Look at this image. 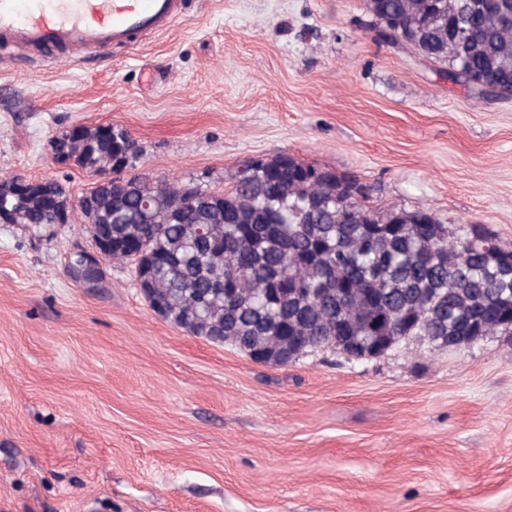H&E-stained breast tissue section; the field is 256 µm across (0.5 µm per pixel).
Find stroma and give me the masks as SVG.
<instances>
[{
  "instance_id": "35a3bbf8",
  "label": "stroma",
  "mask_w": 512,
  "mask_h": 512,
  "mask_svg": "<svg viewBox=\"0 0 512 512\" xmlns=\"http://www.w3.org/2000/svg\"><path fill=\"white\" fill-rule=\"evenodd\" d=\"M363 0H183L136 44L65 63L0 45V179L96 177L75 126L126 129L153 180L229 186L250 157L357 177L512 246V99L373 39ZM80 218L0 223V512H512V334L256 363L154 314L130 263L67 275Z\"/></svg>"
}]
</instances>
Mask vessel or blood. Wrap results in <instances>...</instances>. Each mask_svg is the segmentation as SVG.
<instances>
[{
	"label": "vessel or blood",
	"instance_id": "vessel-or-blood-1",
	"mask_svg": "<svg viewBox=\"0 0 512 512\" xmlns=\"http://www.w3.org/2000/svg\"><path fill=\"white\" fill-rule=\"evenodd\" d=\"M179 16V0H0V39L22 53H65L126 45Z\"/></svg>",
	"mask_w": 512,
	"mask_h": 512
}]
</instances>
